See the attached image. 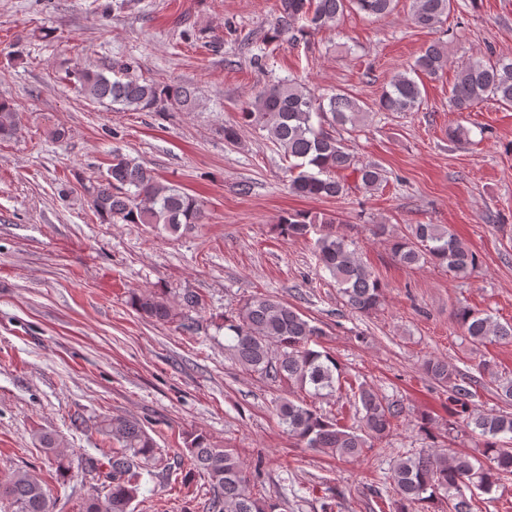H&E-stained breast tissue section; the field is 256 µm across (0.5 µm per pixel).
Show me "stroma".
<instances>
[{
  "instance_id": "obj_1",
  "label": "stroma",
  "mask_w": 512,
  "mask_h": 512,
  "mask_svg": "<svg viewBox=\"0 0 512 512\" xmlns=\"http://www.w3.org/2000/svg\"><path fill=\"white\" fill-rule=\"evenodd\" d=\"M0 0V97L22 114L17 136L0 141V481L18 470L47 483L54 512H80L99 481L81 467L106 442L102 418L145 423L160 453L135 512H206L203 476L179 465L188 433L235 449L259 467L255 487L284 512H393V466L426 447L420 417L446 434L459 406L449 386L426 378L427 358L445 359L468 407L512 413L499 385L512 379V343L476 349L453 319L459 306L512 322V107L487 99L471 111L448 109L458 66L488 53L512 57V0H456L446 23L414 27L411 0L382 17L350 11L334 27L291 44L274 37L277 0ZM435 42L448 65L424 78L416 112L377 103L392 77ZM262 57L257 69L254 57ZM121 60L135 75L191 87L187 112H122L79 94L68 71ZM294 78L319 96L345 92L367 118L337 131L360 160L382 169V189L350 181L339 199L288 189V162L241 112L264 84ZM236 125L237 145L224 140ZM468 139L450 135L456 126ZM68 130L67 140L49 132ZM204 205L190 233L148 224H104L84 187L105 173L113 149ZM336 217L385 286L382 306L361 316L344 306L312 244L283 237L281 215ZM408 224H444L480 266L468 280L432 264L393 257L388 236ZM162 293L178 305L199 293L193 332L156 324L128 303ZM270 293L323 330L342 389L314 399L323 413L359 427L352 394L371 387L402 408L386 439L354 461H339L289 439L274 412L280 397H303L235 364L224 319L244 300ZM493 374H479L482 360ZM57 435L78 462L57 480L33 433Z\"/></svg>"
}]
</instances>
